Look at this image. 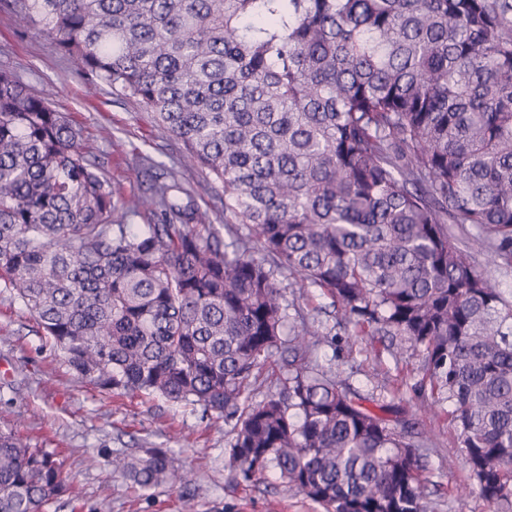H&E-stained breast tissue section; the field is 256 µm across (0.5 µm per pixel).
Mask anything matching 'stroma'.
<instances>
[{"mask_svg":"<svg viewBox=\"0 0 512 512\" xmlns=\"http://www.w3.org/2000/svg\"><path fill=\"white\" fill-rule=\"evenodd\" d=\"M1 65L48 92L57 111L84 126L86 150L123 196L144 192L142 160L148 157L177 172L211 223H223L222 189L185 160L182 144L150 111L82 72L50 36L23 30L0 8ZM297 305L308 323L331 328L336 336L335 344L312 352V364L363 397H383L416 417L430 512H489L472 489L447 405L421 406L414 390L419 356L407 347L390 354L388 336L349 335L320 289H302ZM10 429L33 447L53 451L76 486V498L50 504L45 512H321L274 473L237 483L230 424L158 396L113 395L73 380L24 306L0 289V430ZM153 448L167 452L173 469L189 472L188 484L147 494L121 474H108L111 455Z\"/></svg>","mask_w":512,"mask_h":512,"instance_id":"obj_1","label":"stroma"}]
</instances>
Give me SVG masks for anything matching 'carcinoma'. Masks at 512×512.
<instances>
[{"mask_svg":"<svg viewBox=\"0 0 512 512\" xmlns=\"http://www.w3.org/2000/svg\"><path fill=\"white\" fill-rule=\"evenodd\" d=\"M80 69L153 112L224 190L209 222L173 171L124 201L84 127L0 68V287L74 379L234 422L230 460L323 512H427L415 419L394 423L308 354L333 344L285 289L421 357L473 489L512 505V0H7ZM137 216L140 224L128 223ZM288 341H282V336ZM288 344V378L253 400ZM140 490L187 483L165 451L115 454ZM73 493L56 456L0 431V512ZM453 233L465 242L469 247L473 248L476 264L481 269H486L494 279H496L500 290L510 297L512 294V269L503 266L495 267L487 264V256L485 251H481L473 241L475 231L470 228L462 229L460 226L451 227Z\"/></svg>","mask_w":512,"mask_h":512,"instance_id":"1","label":"carcinoma"}]
</instances>
